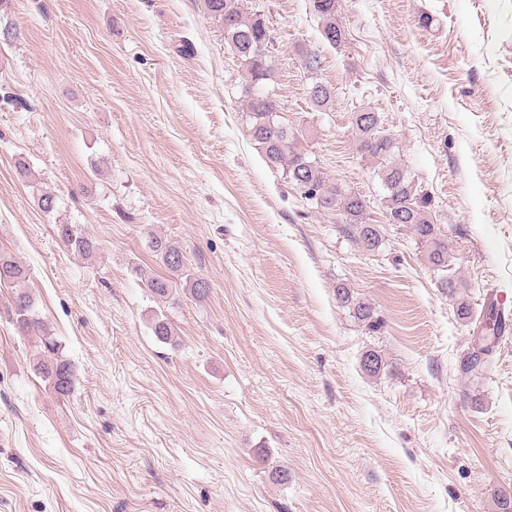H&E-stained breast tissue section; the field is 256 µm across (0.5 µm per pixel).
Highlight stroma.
I'll use <instances>...</instances> for the list:
<instances>
[{"instance_id": "obj_1", "label": "stroma", "mask_w": 512, "mask_h": 512, "mask_svg": "<svg viewBox=\"0 0 512 512\" xmlns=\"http://www.w3.org/2000/svg\"><path fill=\"white\" fill-rule=\"evenodd\" d=\"M245 4L269 28L281 122L327 184L365 197L382 243L364 250L266 161L245 67L204 0H5L0 28L20 35L0 42V254L27 269L75 386L56 395L37 373L38 338L19 335L0 284V512H498L512 344L483 384L460 365L487 303L512 310V0H337V47L310 0ZM301 45L337 89L330 109L309 101ZM364 108L426 197L455 291L385 220L352 134ZM61 224L95 237L93 254ZM153 234L205 299L181 280L172 305L146 288L140 270L165 272ZM160 313L176 342L154 336ZM59 235L64 244L78 256H88L96 249L94 239L87 233L78 231L72 224L59 225ZM150 248L168 272L177 277L186 276L190 291L197 299H203L207 295L209 290L208 282L203 278L186 274L184 256L177 246L160 236L152 235ZM338 300L344 306L351 307L354 311V314L361 321L367 322V326L372 328H377L379 323L377 321H372L374 318V309L370 303L364 301L361 298L354 297L349 288L345 286H339L336 290Z\"/></svg>"}]
</instances>
